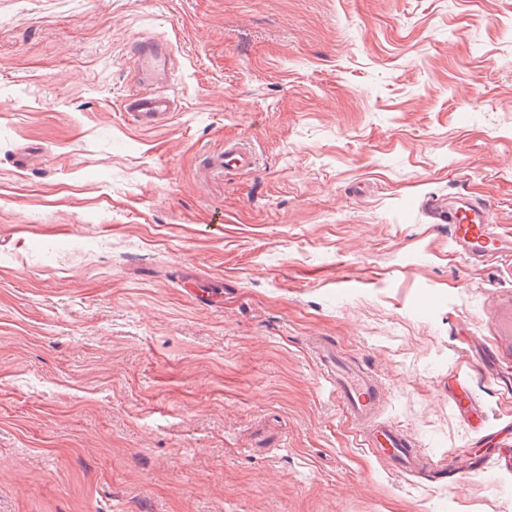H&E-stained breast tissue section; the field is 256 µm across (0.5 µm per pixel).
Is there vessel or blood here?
<instances>
[{
  "label": "vessel or blood",
  "instance_id": "b4317fda",
  "mask_svg": "<svg viewBox=\"0 0 512 512\" xmlns=\"http://www.w3.org/2000/svg\"><path fill=\"white\" fill-rule=\"evenodd\" d=\"M170 61L171 52L159 38H140L131 48L135 88L124 98L122 108L139 128H164L176 114L175 99L162 85L170 73ZM205 165L208 171L216 173H248L256 167V155L249 144L228 139L222 151L206 156ZM422 208L429 223L451 226L453 247L460 256L477 262L491 260L512 265V232L490 223L485 201L428 196L423 199ZM491 314L496 335L483 350L482 363L486 376L508 389L512 387V294L497 293ZM315 353L322 375L333 386L347 418L356 426L361 445L392 470L445 478L452 483L480 476L490 460L498 470L512 472V422L488 427L483 407L474 397L468 379L455 380L448 396L460 418L478 432L480 444L494 446L495 453L488 457L466 449L459 464L447 465L423 454L411 435L382 421L385 393L371 371L347 361L328 339L317 342Z\"/></svg>",
  "mask_w": 512,
  "mask_h": 512
}]
</instances>
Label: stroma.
I'll return each instance as SVG.
<instances>
[{
    "mask_svg": "<svg viewBox=\"0 0 512 512\" xmlns=\"http://www.w3.org/2000/svg\"><path fill=\"white\" fill-rule=\"evenodd\" d=\"M145 35L152 133L122 110ZM228 137L254 171L203 169ZM430 195L512 231V0H0V512H512L491 465L391 472L316 363L334 340L436 460L476 439L453 375L512 419L472 348L512 271ZM170 61L171 52L159 38H140L131 48L135 89L126 95L122 108L141 129H162L174 119L175 98L165 86H158L169 79ZM423 211L431 224H450L453 247L467 260L501 261L512 267V232L490 224L485 200L427 196Z\"/></svg>",
    "mask_w": 512,
    "mask_h": 512,
    "instance_id": "35a3bbf8",
    "label": "stroma"
}]
</instances>
